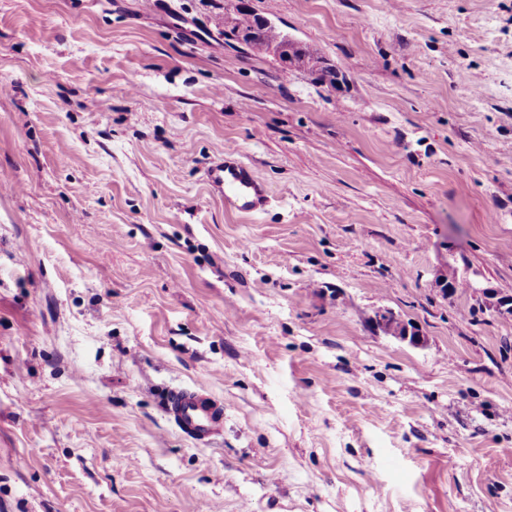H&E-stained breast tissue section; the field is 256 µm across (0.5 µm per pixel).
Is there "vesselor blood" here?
I'll list each match as a JSON object with an SVG mask.
<instances>
[{"instance_id":"obj_1","label":"vessel or blood","mask_w":512,"mask_h":512,"mask_svg":"<svg viewBox=\"0 0 512 512\" xmlns=\"http://www.w3.org/2000/svg\"><path fill=\"white\" fill-rule=\"evenodd\" d=\"M204 180L226 208L249 216L262 214L272 201L266 183L242 159L240 152L224 146L215 151ZM222 402L196 389H178L165 395V414L185 436L205 441L224 425Z\"/></svg>"}]
</instances>
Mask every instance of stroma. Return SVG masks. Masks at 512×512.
I'll return each instance as SVG.
<instances>
[{"mask_svg":"<svg viewBox=\"0 0 512 512\" xmlns=\"http://www.w3.org/2000/svg\"><path fill=\"white\" fill-rule=\"evenodd\" d=\"M0 84V512H512V0H0ZM243 18H239L235 28L239 30L237 38L257 54H265L271 48L281 50L287 48L293 54L297 55L302 51L296 43L287 42L286 35L283 34L274 25L266 23L264 18L258 15L242 13ZM204 180L213 194L224 199L226 208L244 215L262 214L272 201L266 183L233 147L215 151ZM224 403L196 389L170 390L165 395V414L185 436L210 440L224 426Z\"/></svg>","mask_w":512,"mask_h":512,"instance_id":"1","label":"stroma"}]
</instances>
